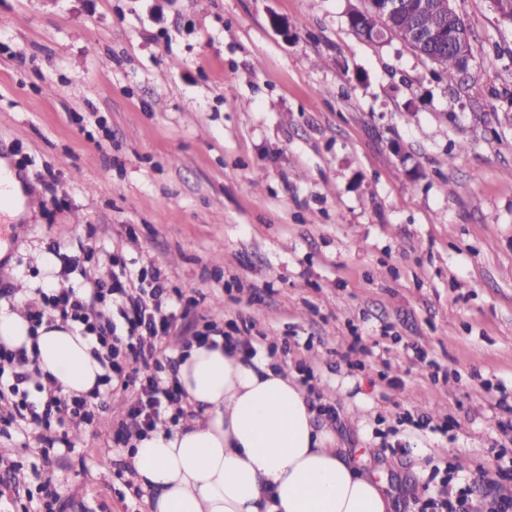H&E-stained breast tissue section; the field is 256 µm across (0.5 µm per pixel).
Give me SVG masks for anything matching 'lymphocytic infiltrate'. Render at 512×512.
<instances>
[{
	"label": "lymphocytic infiltrate",
	"mask_w": 512,
	"mask_h": 512,
	"mask_svg": "<svg viewBox=\"0 0 512 512\" xmlns=\"http://www.w3.org/2000/svg\"><path fill=\"white\" fill-rule=\"evenodd\" d=\"M109 262L111 281L91 278L82 288H36L25 299L32 327L58 318L92 337L94 355L105 369L99 389L77 396L62 393L52 383L28 387L31 359L26 349L0 343V421L26 432L43 430L42 441L50 446L55 443L49 435L53 426L93 423L98 401L112 397L118 387L136 391L116 433L119 443L129 444L158 423L175 424L185 415L177 385H160L155 374L161 366L155 341L169 336L184 295L164 285L159 269H147L116 252ZM454 471L446 466L437 495L414 497L416 512H469L468 488L450 487Z\"/></svg>",
	"instance_id": "1"
}]
</instances>
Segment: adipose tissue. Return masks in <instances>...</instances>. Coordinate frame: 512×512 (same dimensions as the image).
<instances>
[{"label":"adipose tissue","instance_id":"ef3b65f1","mask_svg":"<svg viewBox=\"0 0 512 512\" xmlns=\"http://www.w3.org/2000/svg\"><path fill=\"white\" fill-rule=\"evenodd\" d=\"M1 342L26 348L36 378L70 394L89 393L104 373L68 324L34 332L5 306ZM177 378L203 419L135 439L129 461L152 492L147 512H390L383 485L351 463L333 431L317 428L295 377L268 359L227 352L219 336L184 351Z\"/></svg>","mask_w":512,"mask_h":512}]
</instances>
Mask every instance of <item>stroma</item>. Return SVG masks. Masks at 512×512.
<instances>
[{"mask_svg":"<svg viewBox=\"0 0 512 512\" xmlns=\"http://www.w3.org/2000/svg\"><path fill=\"white\" fill-rule=\"evenodd\" d=\"M364 0H0V157L34 197L0 289L109 278L121 250L246 323L392 512L453 462L473 512L512 457V23L455 0L472 47L460 86L398 39L348 25ZM97 260L86 261L88 248ZM358 348H351V341ZM125 400L68 443L0 429L15 461L0 512L48 484L63 512H146L114 447Z\"/></svg>","mask_w":512,"mask_h":512,"instance_id":"35a3bbf8","label":"stroma"}]
</instances>
